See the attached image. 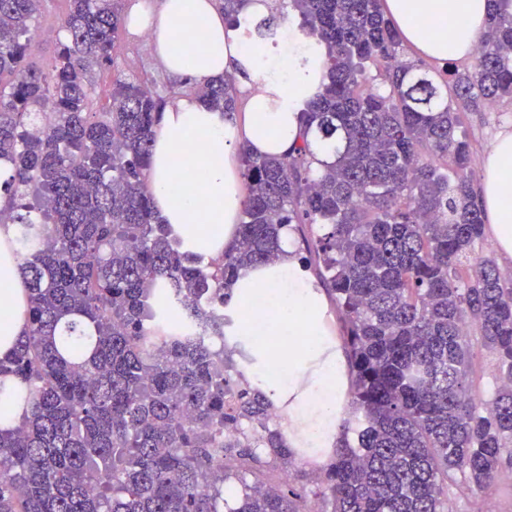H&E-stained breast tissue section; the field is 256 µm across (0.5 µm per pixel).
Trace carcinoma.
Listing matches in <instances>:
<instances>
[{"instance_id": "obj_1", "label": "carcinoma", "mask_w": 512, "mask_h": 512, "mask_svg": "<svg viewBox=\"0 0 512 512\" xmlns=\"http://www.w3.org/2000/svg\"><path fill=\"white\" fill-rule=\"evenodd\" d=\"M45 0H0V224L13 225L28 325L0 359L25 407L0 429V512H452L512 474V275L483 255L461 112L512 99V0H493L471 68L441 78L400 59L382 0H291L322 80L283 155L236 150L249 192L236 244L202 267L147 185L166 99L117 76L90 110L91 72L112 67L126 0H69L67 38L28 62ZM239 23L250 0H220ZM385 90H364L366 64ZM234 112L230 78L182 85ZM341 315L360 413L315 491L247 476L296 453L274 403L224 370L226 290L281 252L282 230ZM204 323L210 335H195ZM496 360L473 393V347ZM239 458L229 469L226 459Z\"/></svg>"}]
</instances>
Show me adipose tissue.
<instances>
[{
  "label": "adipose tissue",
  "mask_w": 512,
  "mask_h": 512,
  "mask_svg": "<svg viewBox=\"0 0 512 512\" xmlns=\"http://www.w3.org/2000/svg\"><path fill=\"white\" fill-rule=\"evenodd\" d=\"M404 40L435 60L471 55L488 18V0H383ZM148 32L169 79L202 85L233 77L248 93L247 108L225 114L197 96L176 97L155 127L147 185L154 207L186 250L209 259L236 239L245 192L234 145L248 142L257 155L281 154L298 140V108L319 79L283 57L253 49L246 29H230L214 0H138L128 16ZM198 36L200 48L188 38ZM205 171L198 180L197 171ZM498 252L512 259V131L490 147L479 190ZM0 226V357L9 354L27 320L21 259ZM278 304L270 315L267 302ZM326 296L291 246L275 262L243 269L224 315V348L249 352L251 385L284 411L289 447H329L341 419L349 380L338 342L329 340Z\"/></svg>",
  "instance_id": "obj_1"
}]
</instances>
